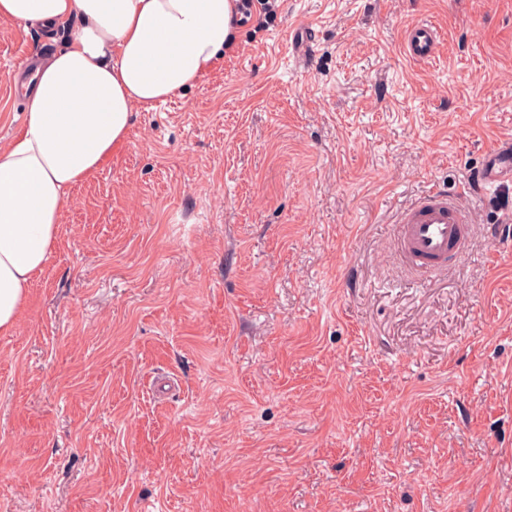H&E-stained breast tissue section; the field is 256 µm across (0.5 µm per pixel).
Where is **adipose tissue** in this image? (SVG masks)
<instances>
[{
  "label": "adipose tissue",
  "mask_w": 512,
  "mask_h": 512,
  "mask_svg": "<svg viewBox=\"0 0 512 512\" xmlns=\"http://www.w3.org/2000/svg\"><path fill=\"white\" fill-rule=\"evenodd\" d=\"M229 0H0V20L61 29L24 129L0 149V334L13 333L68 192L125 142L136 112L224 56Z\"/></svg>",
  "instance_id": "1"
}]
</instances>
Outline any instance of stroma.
<instances>
[{
	"instance_id": "obj_1",
	"label": "stroma",
	"mask_w": 512,
	"mask_h": 512,
	"mask_svg": "<svg viewBox=\"0 0 512 512\" xmlns=\"http://www.w3.org/2000/svg\"><path fill=\"white\" fill-rule=\"evenodd\" d=\"M64 38L0 21V148L11 71ZM504 140L512 0L250 19L70 190L0 334V512H512V187L463 191ZM433 186L471 235L419 274L394 226ZM439 39V32L432 23L419 21L406 31L403 43L404 55L414 62H429L435 57ZM316 40V31L309 26H301L297 29L293 43L297 58L300 62L306 63L313 51V44Z\"/></svg>"
}]
</instances>
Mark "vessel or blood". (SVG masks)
<instances>
[{
    "label": "vessel or blood",
    "instance_id": "obj_1",
    "mask_svg": "<svg viewBox=\"0 0 512 512\" xmlns=\"http://www.w3.org/2000/svg\"><path fill=\"white\" fill-rule=\"evenodd\" d=\"M440 39L430 22L411 25L405 34L403 52L414 62L434 59ZM316 32L308 26L297 29L293 43L300 62H307L313 51ZM512 181V145L501 143L485 156L471 186L472 192ZM471 227L466 212L450 200L445 190L430 189L406 208L399 221L396 247L401 260L414 269L425 271L446 266L470 237Z\"/></svg>",
    "mask_w": 512,
    "mask_h": 512
}]
</instances>
